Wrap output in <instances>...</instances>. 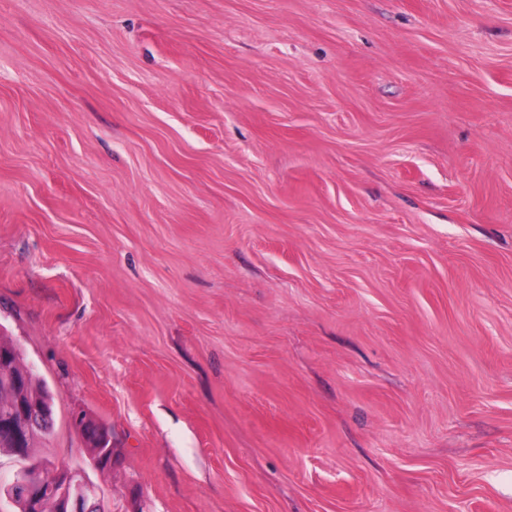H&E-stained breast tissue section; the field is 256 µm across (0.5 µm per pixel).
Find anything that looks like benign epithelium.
<instances>
[{
  "label": "benign epithelium",
  "mask_w": 512,
  "mask_h": 512,
  "mask_svg": "<svg viewBox=\"0 0 512 512\" xmlns=\"http://www.w3.org/2000/svg\"><path fill=\"white\" fill-rule=\"evenodd\" d=\"M48 400L31 404L18 399L15 406L0 415V433L8 437L15 451H23L30 433L45 427ZM50 475L54 483L51 492L57 496L59 512H89L87 504L95 499L94 489L81 473L53 460H36L14 474L4 487L9 499H21L28 512H41L43 506L44 475Z\"/></svg>",
  "instance_id": "benign-epithelium-1"
}]
</instances>
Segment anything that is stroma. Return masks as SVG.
I'll list each match as a JSON object with an SVG mask.
<instances>
[{
  "instance_id": "stroma-1",
  "label": "stroma",
  "mask_w": 512,
  "mask_h": 512,
  "mask_svg": "<svg viewBox=\"0 0 512 512\" xmlns=\"http://www.w3.org/2000/svg\"><path fill=\"white\" fill-rule=\"evenodd\" d=\"M0 337L103 512H512V0H0ZM4 359L7 360L11 373L21 382L20 394H27L30 398L53 396L44 380L35 371L29 369L19 349L16 352H5ZM10 371L5 366L0 368V379L8 382ZM96 424H98V426H96ZM75 426L78 431V434L80 435V437L82 438V440L84 442L85 447L93 446V444H91L89 442L97 441L98 443H100V442L104 443V445L103 444L98 445L99 446L98 448H91V451H94L96 449H99V451H105L107 453V458L110 461V466L107 469H101V470H111V468H112V448H107L111 444V440L108 437V436H110V433H109V430L106 428V426L101 423H97V422H91L89 424V426H94L95 429L99 433L98 435H95V434L92 435V438H91L92 441L88 440V436H89V433L87 430L88 427H87V422H85L84 419L76 417L75 418ZM102 445H103V447L101 448Z\"/></svg>"
}]
</instances>
